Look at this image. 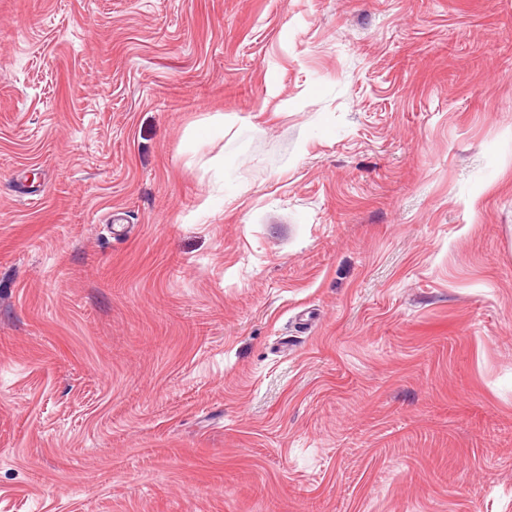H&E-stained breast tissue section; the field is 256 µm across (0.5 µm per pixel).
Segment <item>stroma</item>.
I'll return each instance as SVG.
<instances>
[{"mask_svg":"<svg viewBox=\"0 0 512 512\" xmlns=\"http://www.w3.org/2000/svg\"><path fill=\"white\" fill-rule=\"evenodd\" d=\"M0 512H512V0H0Z\"/></svg>","mask_w":512,"mask_h":512,"instance_id":"obj_1","label":"stroma"}]
</instances>
